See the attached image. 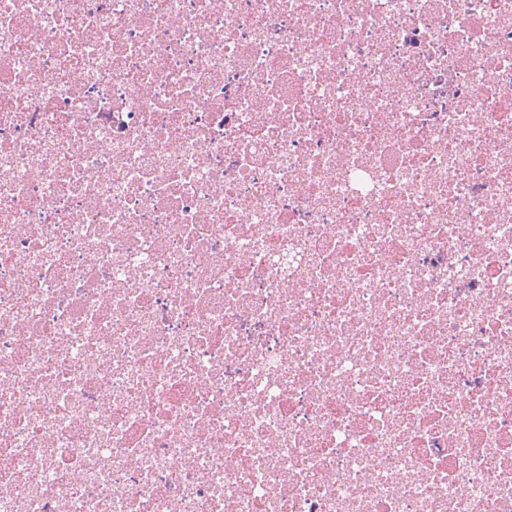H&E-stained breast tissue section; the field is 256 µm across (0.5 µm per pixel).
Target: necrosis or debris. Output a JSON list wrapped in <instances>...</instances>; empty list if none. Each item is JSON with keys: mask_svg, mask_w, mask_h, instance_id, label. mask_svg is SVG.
<instances>
[{"mask_svg": "<svg viewBox=\"0 0 512 512\" xmlns=\"http://www.w3.org/2000/svg\"><path fill=\"white\" fill-rule=\"evenodd\" d=\"M0 512H512V0H0Z\"/></svg>", "mask_w": 512, "mask_h": 512, "instance_id": "obj_1", "label": "necrosis or debris"}]
</instances>
